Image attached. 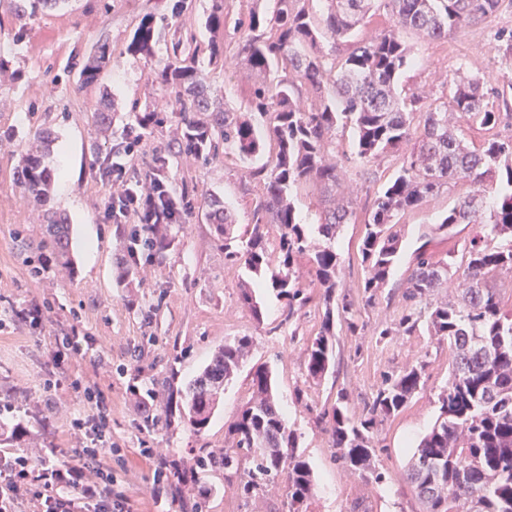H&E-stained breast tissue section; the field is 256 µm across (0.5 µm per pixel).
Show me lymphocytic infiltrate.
Returning a JSON list of instances; mask_svg holds the SVG:
<instances>
[{"instance_id": "obj_1", "label": "lymphocytic infiltrate", "mask_w": 512, "mask_h": 512, "mask_svg": "<svg viewBox=\"0 0 512 512\" xmlns=\"http://www.w3.org/2000/svg\"><path fill=\"white\" fill-rule=\"evenodd\" d=\"M112 173L119 187L112 194L110 220L115 224L132 218L143 221L141 236L122 258L123 264L136 266L142 250L152 249L158 228L168 222L162 200L170 195V185L159 173L145 184L129 182L119 163L113 164ZM83 398L93 412L71 422L81 440L77 462L53 454L35 464L23 454H0V512H18L19 504L26 500L33 503L35 512H132L128 498L113 491L111 470L98 464L102 451L112 445L105 398L88 387L83 390Z\"/></svg>"}]
</instances>
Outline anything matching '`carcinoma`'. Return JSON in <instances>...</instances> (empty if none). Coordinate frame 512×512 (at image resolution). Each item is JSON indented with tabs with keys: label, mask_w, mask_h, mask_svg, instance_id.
Returning <instances> with one entry per match:
<instances>
[{
	"label": "carcinoma",
	"mask_w": 512,
	"mask_h": 512,
	"mask_svg": "<svg viewBox=\"0 0 512 512\" xmlns=\"http://www.w3.org/2000/svg\"><path fill=\"white\" fill-rule=\"evenodd\" d=\"M266 13L254 7L233 13L229 0H212L208 16L213 39L209 56L225 67L240 62L259 77L249 89L250 111L267 117L265 128L252 116L224 110L213 98L204 74L196 67L201 47L193 38L173 44L174 59L155 61L150 75L166 87V105L179 109L189 154L210 159L224 149L246 163L244 176L260 195L251 228L234 234L231 216L217 200L207 201L217 234L224 238L225 264L244 271L239 302L254 321L263 322L257 284L286 301V321L308 307L314 298L300 282L299 261L307 258L312 284L323 309L320 327L307 348V376L321 382L329 372L336 345V323L350 332L358 329L353 303L343 291L341 260L333 246L341 224H364L359 247L366 277L365 302L376 297L393 274L402 237L395 227L408 211L428 198L467 184L472 190L441 217L437 229L472 224L473 235L460 248L438 258L430 236L415 251L406 278V310L379 335L396 336L417 330L448 341L453 351L448 384L438 395L439 415L418 443L406 481L422 512H512V310L505 309L491 278L512 277V137L494 133L479 147L469 145L459 121L494 131L512 113L489 107L480 78H460L450 84L446 101L425 102L398 91V79L411 62L402 32L439 40L469 27L494 12L501 0H325L327 14L318 21L312 0H271ZM61 0H15V19L22 25L38 13L53 10ZM387 10L391 24L379 37L356 44L344 57L336 46L365 24L371 12ZM165 16H143L128 47L134 57L154 61L159 24ZM238 36L237 53L227 56L218 39ZM331 41L330 52L318 48ZM110 52L101 44L83 62V88L98 83ZM310 94V102L303 101ZM98 131L112 134L109 103L95 110ZM351 128L357 160L368 164L389 152H400L397 173L381 188L363 217L352 206L335 203L316 225L317 237L296 212L291 192L314 183L326 194L341 180L335 137ZM51 139L35 133L22 154L21 186L41 199L51 190L45 165ZM48 240L61 269L71 272L69 224L46 218ZM278 229L270 249L269 226ZM461 273L464 288L457 302H437L431 291ZM252 345L242 336L224 342L210 364L185 389L165 381L166 420H177L203 435L224 386L237 375ZM424 362L385 375L358 417L350 414L346 394L337 393L329 410L316 413L325 425L336 459L351 472L376 483L385 480L378 467L383 449L377 447L379 427L398 415L424 389ZM200 470L224 469L242 473L241 495L250 497L266 486L281 483V512H305L314 478L300 451V435L286 422L277 404L270 370L251 374V397L227 429L224 451H200Z\"/></svg>",
	"instance_id": "obj_1"
}]
</instances>
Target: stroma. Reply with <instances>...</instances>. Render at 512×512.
Masks as SVG:
<instances>
[{
	"mask_svg": "<svg viewBox=\"0 0 512 512\" xmlns=\"http://www.w3.org/2000/svg\"><path fill=\"white\" fill-rule=\"evenodd\" d=\"M171 0H65L54 11L20 25L8 0H0V403L11 413L0 416V451L24 453L39 461L49 449L74 453L79 437L70 421L90 412L71 383L98 388L110 408L112 441L117 449L100 458L116 478V490L130 500L134 512H280L283 489L271 486L252 499L242 498L238 477L223 471L201 473L211 487L197 500L192 483L176 489L156 482L160 463L175 460L191 469L200 449L224 445L227 428L248 400V367L265 365L275 374L279 404L289 425L301 435V447L315 476L308 512H419L420 505L404 480L419 438L433 425L438 394L448 381L452 352L447 343L414 333L380 337L382 327L396 322L404 309L402 293L407 270L420 237L467 192L457 185L407 212L399 226L402 247L394 274L374 303L365 304L361 284L365 271L359 252L362 224L341 225L336 251L342 260L340 278L356 310L357 332L341 327L336 336L335 365L320 384L308 383L306 348L320 319L315 308L284 321V300L261 290L264 320L255 322L238 302L239 271L224 262V242L205 217V198L216 197L232 213L238 231L253 222L256 192L245 183L234 155L206 162L187 156L182 125L170 113L162 129L143 133L126 175L144 179L156 156H163V175L177 195L186 196L190 211L181 223L170 225L168 247L142 256L132 276L120 279V257L126 252L134 224H113L106 210L117 185L99 170L104 160L121 149L127 130L137 128V112L145 105L164 107L167 94L150 77L151 63L127 51L143 15L162 11ZM211 0H186L179 16L170 18L155 51L169 57L176 29L191 31L196 42L208 46L206 25ZM512 31V0L462 32L430 40L412 32L403 37L413 55L398 86L403 95L446 96L452 79L480 77L486 88L498 91L494 106L512 105V60L499 50L500 34ZM107 45L111 58L97 85L80 87L81 65L98 45ZM214 95L225 109H249L248 89L255 81L245 67L224 69L201 54L198 63ZM112 101L110 138H102L93 113L101 95ZM50 130L55 138L45 163L54 183L47 198L37 200L21 187L19 158L34 132ZM336 154L342 161L337 194L351 197L356 206L371 203L399 166L390 155L361 165L349 148L348 133H338ZM65 216L71 224L72 275L61 273L52 251L45 249V216ZM97 248L87 252V239ZM49 268L36 276L38 265ZM46 307L38 324L15 319L12 307L29 302ZM77 333L88 337L85 357L59 359L56 337ZM241 336L253 339L246 364L226 387L204 436L179 423L164 424L162 401L144 407L131 396L130 385L146 389L176 373L185 386L209 362L224 341ZM426 362L428 380L408 406L386 421L379 433L383 449L380 465L386 481L378 485L350 472L337 461L329 436L314 420L313 408L331 407L337 392L348 395L351 412L364 404L384 373ZM58 381L45 394V380ZM304 390L305 403L295 393ZM159 424L146 431L144 419ZM150 449L143 457L141 449Z\"/></svg>",
	"mask_w": 512,
	"mask_h": 512,
	"instance_id": "1",
	"label": "stroma"
}]
</instances>
